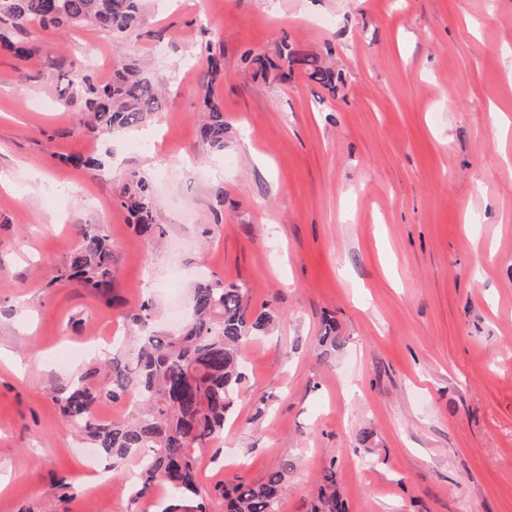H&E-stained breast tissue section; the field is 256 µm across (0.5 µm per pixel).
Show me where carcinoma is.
Listing matches in <instances>:
<instances>
[{
    "instance_id": "cac0c4a2",
    "label": "carcinoma",
    "mask_w": 512,
    "mask_h": 512,
    "mask_svg": "<svg viewBox=\"0 0 512 512\" xmlns=\"http://www.w3.org/2000/svg\"><path fill=\"white\" fill-rule=\"evenodd\" d=\"M147 0H0V45L22 59L31 54L28 37L36 30L61 31L88 23L112 39L139 28ZM223 54L208 48L204 75L206 92L197 127L199 140L213 151L224 150L230 127L224 107L213 88L224 80ZM242 62L255 72L288 77L282 64L303 67L308 78L335 90L334 72L319 57L297 50L282 37L274 56L247 51ZM73 69L60 66L59 98L64 105L91 114L87 127L103 136L136 129L162 109L163 95L140 68L123 65L107 81L89 73L72 78ZM115 200L133 219L136 231L161 238L164 229L153 223V183L143 172L128 174ZM112 246L102 224L87 226L82 242L65 270L51 278L78 281L99 294L112 281ZM190 318L178 331L162 332L148 326L150 308L143 304L132 317L134 359H117L75 374L56 389L62 416L89 438L110 462L115 476L125 474L128 463L137 467V481L129 485L140 497L154 485L167 489V498L182 502L183 512H203L197 481L198 458L204 448L224 435L234 415L246 379L242 345L266 333L274 324L271 311L255 313L242 284L208 279L190 292ZM138 395L139 408L129 420H101L95 408L130 392ZM294 462L284 461L258 484H235L222 490L224 512H277ZM311 512H345L334 466L320 476L317 503Z\"/></svg>"
}]
</instances>
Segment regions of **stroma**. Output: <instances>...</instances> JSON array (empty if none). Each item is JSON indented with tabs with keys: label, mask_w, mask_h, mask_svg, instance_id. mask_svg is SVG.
I'll return each instance as SVG.
<instances>
[{
	"label": "stroma",
	"mask_w": 512,
	"mask_h": 512,
	"mask_svg": "<svg viewBox=\"0 0 512 512\" xmlns=\"http://www.w3.org/2000/svg\"><path fill=\"white\" fill-rule=\"evenodd\" d=\"M283 36L324 58L335 92L244 68ZM31 46L0 49V512H148L123 479L89 477L106 460L52 390L142 301L171 325L201 269L277 318L243 347L234 423L196 452L206 512L286 459L278 512H309L330 465L348 512H512V0H148L130 38ZM210 46L232 128L219 158L196 126ZM61 59L101 80L146 62L168 103L90 133L58 98ZM133 170L155 179L161 244L115 202ZM86 224L112 242L103 295L45 278Z\"/></svg>",
	"instance_id": "1"
}]
</instances>
